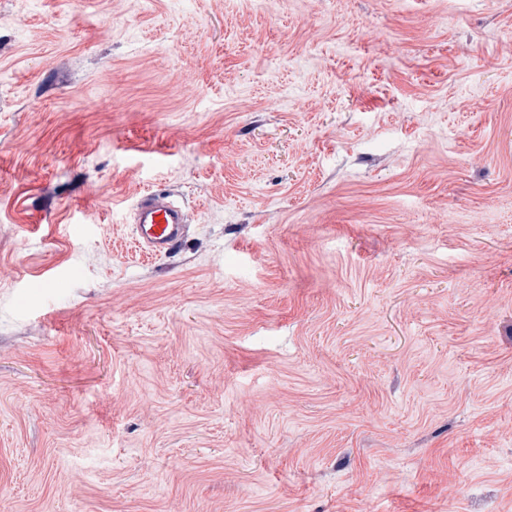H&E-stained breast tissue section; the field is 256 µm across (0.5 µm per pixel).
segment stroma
Segmentation results:
<instances>
[{
	"label": "stroma",
	"instance_id": "1",
	"mask_svg": "<svg viewBox=\"0 0 512 512\" xmlns=\"http://www.w3.org/2000/svg\"><path fill=\"white\" fill-rule=\"evenodd\" d=\"M0 512H512V0H0ZM132 219L137 243L154 257L169 256L186 235L187 213L162 192L144 190L134 206Z\"/></svg>",
	"mask_w": 512,
	"mask_h": 512
}]
</instances>
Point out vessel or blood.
<instances>
[{"label":"vessel or blood","mask_w":512,"mask_h":512,"mask_svg":"<svg viewBox=\"0 0 512 512\" xmlns=\"http://www.w3.org/2000/svg\"><path fill=\"white\" fill-rule=\"evenodd\" d=\"M132 219L138 244L155 257L176 251L186 235L188 216L184 208L158 191L141 193Z\"/></svg>","instance_id":"b4317fda"}]
</instances>
